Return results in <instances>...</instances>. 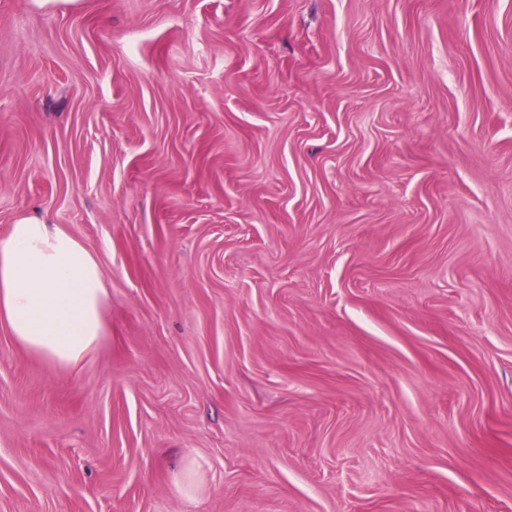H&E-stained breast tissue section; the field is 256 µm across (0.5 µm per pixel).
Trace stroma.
I'll list each match as a JSON object with an SVG mask.
<instances>
[{
	"label": "stroma",
	"mask_w": 512,
	"mask_h": 512,
	"mask_svg": "<svg viewBox=\"0 0 512 512\" xmlns=\"http://www.w3.org/2000/svg\"><path fill=\"white\" fill-rule=\"evenodd\" d=\"M24 216L109 301L0 512H512V0H0Z\"/></svg>",
	"instance_id": "stroma-1"
}]
</instances>
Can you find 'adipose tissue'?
<instances>
[{"mask_svg": "<svg viewBox=\"0 0 512 512\" xmlns=\"http://www.w3.org/2000/svg\"><path fill=\"white\" fill-rule=\"evenodd\" d=\"M108 288L89 247L44 218L23 217L0 239V323L56 369H73L105 334Z\"/></svg>", "mask_w": 512, "mask_h": 512, "instance_id": "ef3b65f1", "label": "adipose tissue"}]
</instances>
